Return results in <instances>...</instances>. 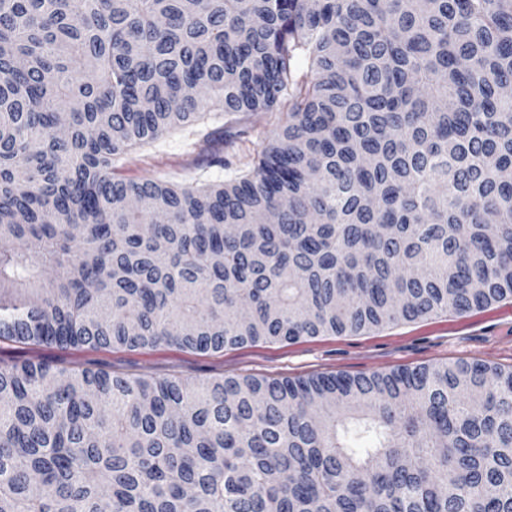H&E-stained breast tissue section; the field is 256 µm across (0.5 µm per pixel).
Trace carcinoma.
<instances>
[{
    "instance_id": "obj_1",
    "label": "carcinoma",
    "mask_w": 512,
    "mask_h": 512,
    "mask_svg": "<svg viewBox=\"0 0 512 512\" xmlns=\"http://www.w3.org/2000/svg\"><path fill=\"white\" fill-rule=\"evenodd\" d=\"M0 45V341L220 352L512 298V0H0ZM211 112L279 114L245 174L115 175ZM104 495L512 512V368L1 365L0 512Z\"/></svg>"
}]
</instances>
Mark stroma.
<instances>
[{
    "label": "stroma",
    "instance_id": "35a3bbf8",
    "mask_svg": "<svg viewBox=\"0 0 512 512\" xmlns=\"http://www.w3.org/2000/svg\"><path fill=\"white\" fill-rule=\"evenodd\" d=\"M276 116L270 112L210 113L171 129L116 160L115 174L140 179L221 184L255 161ZM31 360L112 369L156 378L314 374H370L432 363L479 361L512 368V298L470 312L402 321L365 333L306 337L292 343H257L196 353L162 344L129 350L63 349L50 344L0 342V365Z\"/></svg>",
    "mask_w": 512,
    "mask_h": 512
}]
</instances>
